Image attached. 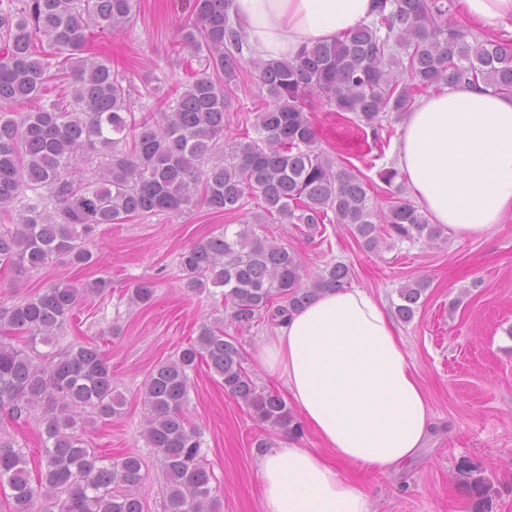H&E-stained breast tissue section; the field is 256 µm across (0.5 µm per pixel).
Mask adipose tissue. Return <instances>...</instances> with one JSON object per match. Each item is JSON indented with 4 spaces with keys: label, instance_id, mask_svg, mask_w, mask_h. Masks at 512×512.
<instances>
[{
    "label": "adipose tissue",
    "instance_id": "adipose-tissue-1",
    "mask_svg": "<svg viewBox=\"0 0 512 512\" xmlns=\"http://www.w3.org/2000/svg\"><path fill=\"white\" fill-rule=\"evenodd\" d=\"M373 0H233L255 55L292 59L372 18ZM397 167L432 223L463 238L512 213V96L485 85L430 91L409 112ZM320 445L295 439L259 462L264 512H372L346 464L389 473L431 427L424 386L402 336L367 290L326 292L278 325L260 355Z\"/></svg>",
    "mask_w": 512,
    "mask_h": 512
}]
</instances>
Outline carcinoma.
<instances>
[{"label":"carcinoma","instance_id":"cac0c4a2","mask_svg":"<svg viewBox=\"0 0 512 512\" xmlns=\"http://www.w3.org/2000/svg\"><path fill=\"white\" fill-rule=\"evenodd\" d=\"M374 2L369 23L331 43L292 60H251L267 97L251 127L228 141L226 115L251 53L230 20L231 0H195L174 50L190 51L200 68L188 64L189 81L166 110L147 104L139 117L123 72L91 52L95 32L117 33L134 19L137 0H0V268L23 276L54 258L84 266L92 260L86 238L101 224L201 206L232 214L255 197L264 214L236 231L224 225L179 257L184 287L223 289L232 320L249 328L261 320L278 325L350 278L342 261L308 276L294 251L253 229L269 217L300 224L311 237L327 222L342 224L368 251L438 238L439 227L406 200L377 212L367 179L317 147L313 102L354 115L380 158L383 121L430 89L481 82L512 94V45L453 21L450 0ZM54 82L68 96L31 112L8 111L42 98ZM111 287L108 277L81 287L59 282L21 303H0V412L19 421L39 410L43 426L34 480L21 449L0 440V483L13 490L12 512H143L135 493L141 459L100 457L79 433L83 409L110 418L124 406L99 345L83 341L59 354L37 349L52 344L82 300ZM424 289L421 281L399 289V318L413 319ZM153 298V284L144 281L129 304ZM243 361L217 319L147 376L142 437L164 469V512H221L201 432L183 413L199 364L259 423L304 433L283 397L258 388ZM456 479L473 512H492L497 490L477 466L461 460Z\"/></svg>","mask_w":512,"mask_h":512}]
</instances>
